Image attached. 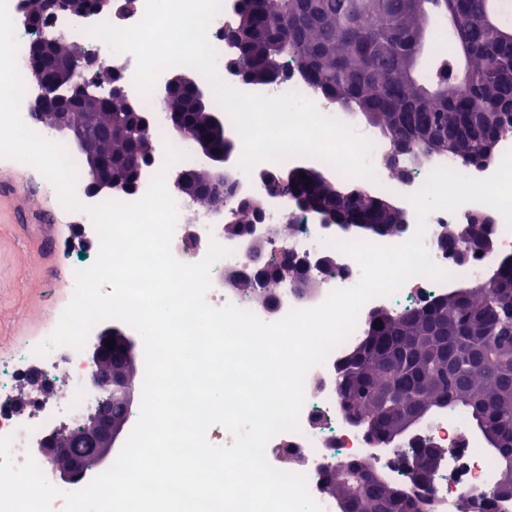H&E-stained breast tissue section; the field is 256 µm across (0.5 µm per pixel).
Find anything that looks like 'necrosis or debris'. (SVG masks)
I'll list each match as a JSON object with an SVG mask.
<instances>
[{"label":"necrosis or debris","mask_w":512,"mask_h":512,"mask_svg":"<svg viewBox=\"0 0 512 512\" xmlns=\"http://www.w3.org/2000/svg\"><path fill=\"white\" fill-rule=\"evenodd\" d=\"M237 3L238 0H222L208 29V39L217 52V70L222 80L247 93L279 96L297 92L312 101L324 115L336 117L335 105L319 95L297 72H290L287 79L271 86L248 83L228 73L225 62L234 57L236 49L225 38L224 31L235 25ZM144 8L145 0H114L109 18L93 14L73 19L61 15L46 26L47 31L83 41L99 56L104 66L116 75L125 90L136 96L150 117L155 157L144 170L138 188L118 194L117 199L121 202L136 201L146 193L152 179L165 164L167 146H174L184 154L183 159L173 164V171L189 173L205 163L204 158L197 155L188 143L171 134L170 116L160 106L157 92L140 94L134 82V56L113 52L106 43L87 33L88 27L105 20L121 28L132 26L141 20ZM306 164V158L293 157L281 162L259 163L248 174L233 169L232 182L238 195L261 200L263 215L245 233L232 238L225 237L219 212L198 207L191 200L176 196L179 218L171 240L173 256L184 263H196L206 256L211 244H219L227 250L226 256L210 268L212 287L207 294L210 305L221 307L231 303L252 311L264 321L273 322L283 318L290 310L321 304L333 290L348 289L358 283L360 267L353 258L339 250L340 238L336 231L324 229L309 214L299 217L300 227L291 238L272 240L271 251L275 254L285 251L299 260L316 254H326L333 258L332 272L319 274V286L311 296L299 299L291 289L281 288L277 291L276 300L267 302L259 293L244 295L227 287L224 282L227 268H248V254L258 230L288 219L290 215L284 202L269 196L266 176L282 170H300ZM483 208V203L469 202L452 212L437 211L429 215L425 245L432 260L444 271V279L415 276L393 294L366 302L346 340L330 353L324 363L314 366L308 372L304 384L305 401L299 414V431L277 434L267 443L265 456L268 463L276 469L303 475L310 495L322 506L323 512H336L335 502L320 489L325 470H338L349 462L362 461L388 480L407 487L411 480L401 458L407 448L418 446L424 439L438 443L445 450V464L433 480L434 512H458V503L464 491L489 485L494 472L492 459L478 441L470 437L464 412L443 411L420 429L399 440L397 445L384 449L379 447L365 428L354 424L347 417L337 393V368L360 340L373 310L385 309L400 313L430 304L446 295L449 288L498 265L500 257L512 256V225L501 216L497 217L493 230L497 241L496 254L472 255L469 263L462 266L436 246L435 241L443 225L459 223L465 215ZM191 238L197 240L198 246L188 255L184 249ZM66 306V301L56 302L40 336L23 342L10 355L0 359V436L14 435L13 455L19 464L24 462L27 454L33 453L34 438L47 424L58 418L77 423L84 412L95 404L98 396L92 382V371L85 364L81 352L68 347L52 349L45 355L36 352L44 338L49 337L57 326ZM32 369L37 370L45 385L59 389L60 398L52 403L34 400L26 413L19 414L15 411L13 383Z\"/></svg>","instance_id":"obj_1"}]
</instances>
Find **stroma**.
Returning a JSON list of instances; mask_svg holds the SVG:
<instances>
[{"label":"stroma","instance_id":"obj_1","mask_svg":"<svg viewBox=\"0 0 512 512\" xmlns=\"http://www.w3.org/2000/svg\"><path fill=\"white\" fill-rule=\"evenodd\" d=\"M1 180L13 182L16 191L0 195V358L38 335L52 304L67 291L38 230L40 208L53 204V196L32 188L28 174L7 158H0Z\"/></svg>","mask_w":512,"mask_h":512}]
</instances>
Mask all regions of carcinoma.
Returning <instances> with one entry per match:
<instances>
[{"label":"carcinoma","mask_w":512,"mask_h":512,"mask_svg":"<svg viewBox=\"0 0 512 512\" xmlns=\"http://www.w3.org/2000/svg\"><path fill=\"white\" fill-rule=\"evenodd\" d=\"M487 0H454L448 23L446 59L431 65L421 79L410 58L432 52L435 21L448 17V0H244L237 22L247 35L237 42L235 61L246 75L273 65H291L313 89L344 109L362 114L391 141L398 154L418 161L448 155L465 166H481L493 143L512 133V43L502 42L481 25L477 14ZM45 104L56 107L62 95L56 74L42 69ZM88 104L99 107L105 125H124V101L97 94ZM168 110L184 112L187 125L206 133L200 113L174 99ZM151 133L129 131L103 149L132 161L148 154ZM303 193L334 191L333 180L316 185L310 174L296 173ZM258 200L237 204L233 230L252 224L262 213ZM445 251L479 249V231L460 235L446 225ZM255 274L238 291L248 294L263 279L276 290L285 279L265 265L264 242L253 244ZM297 295L314 292V283L293 277ZM339 369L338 395L349 418L385 431L387 413L408 415L390 442L407 435L443 409H458L469 418L468 432L478 434L500 471L512 463V261L498 267V283L487 290L456 291L404 314L386 311L368 318L362 339ZM322 490L336 500L338 512H432L429 488L409 495L396 483L375 474L354 496L342 482L322 479ZM503 497L497 488H473L464 494L460 512L476 502L495 512Z\"/></svg>","instance_id":"1"}]
</instances>
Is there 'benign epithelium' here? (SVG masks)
<instances>
[{
	"mask_svg": "<svg viewBox=\"0 0 512 512\" xmlns=\"http://www.w3.org/2000/svg\"><path fill=\"white\" fill-rule=\"evenodd\" d=\"M112 2L113 0H42L43 11L39 25H44L48 19L61 12L75 15L110 14ZM37 54L41 61L54 65L58 83L65 89L66 95L62 107L56 112H45L44 99L41 97L29 103L31 112L57 131L71 137L83 152L88 162V188L92 194L101 196L134 189L138 180L130 181L125 175L130 168V162L106 154L101 149L98 113L88 111L78 123L71 120L72 108L84 104L90 98L88 76L102 71L100 58L85 46L76 44L69 46L64 53L60 50L59 39L45 37L38 43ZM110 88L124 99L132 128L144 131L150 121L146 113L139 111L138 102L127 95L119 82H113ZM176 94L185 95L192 110H206V90L196 78L185 74L173 75L161 98L168 101ZM206 120L210 133L192 136L190 141L195 150L213 163V185L216 190L210 193L209 199L211 205L221 209L224 207V162L233 155L235 145L231 136L224 131V123L219 116L208 113ZM291 178L290 174L270 176L267 181L268 193L288 199L293 210L317 214L322 223L328 226L346 229L361 225L360 210L354 208V204L361 199H370L363 190L338 191L332 197L317 198L288 189ZM375 208L390 214L392 223L401 225L403 229L411 224L410 213L403 204L379 201ZM472 224L481 226V235L487 240L484 253H494L497 249L492 232L494 217L483 213L472 214L464 227ZM278 259L283 272L302 281L307 280L306 269L313 266L322 270L332 265L330 260L322 256L315 257L312 262L304 260L298 263L286 255H280ZM108 340L115 342L114 348L107 347ZM84 359L86 365L93 370L95 381L103 387L104 395L102 403L87 416L80 427L64 425L41 440L37 457L55 485L87 484L106 469L112 454L121 447L125 436V423L112 415V402L118 400L125 408L130 409L136 400V385L124 371L126 365L134 364L138 360L135 337L127 335L117 325H106L99 331L96 342L86 349ZM74 437L81 438L92 447V457L76 455L68 450L67 443ZM442 459L443 452L440 448L418 449L416 464L411 472L412 480L422 483L429 473L439 470ZM369 480L370 474L366 472L354 468L345 472V483L349 490H357Z\"/></svg>",
	"mask_w": 512,
	"mask_h": 512,
	"instance_id": "benign-epithelium-1",
	"label": "benign epithelium"
}]
</instances>
